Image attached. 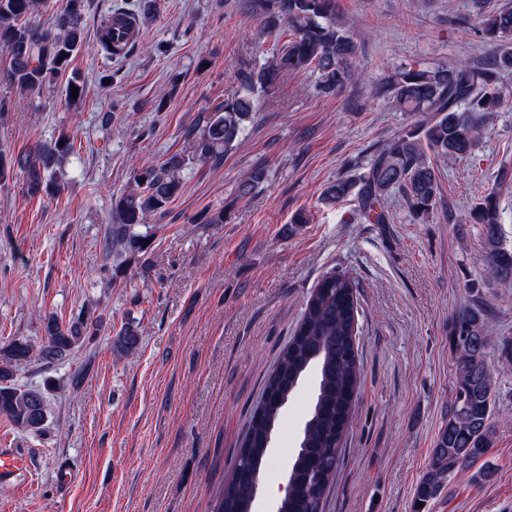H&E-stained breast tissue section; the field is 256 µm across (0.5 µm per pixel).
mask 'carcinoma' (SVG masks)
<instances>
[{
	"instance_id": "1",
	"label": "carcinoma",
	"mask_w": 512,
	"mask_h": 512,
	"mask_svg": "<svg viewBox=\"0 0 512 512\" xmlns=\"http://www.w3.org/2000/svg\"><path fill=\"white\" fill-rule=\"evenodd\" d=\"M34 7V0H0V54L6 77L25 92L66 70L83 43L85 0H66L54 30L31 22ZM243 9L262 21L276 43V53L264 66L237 70L236 95L214 106L203 117L200 129L187 131L191 154L175 153L132 168L129 189L112 198V224L104 239V249L115 257L147 264L151 236L141 228L148 217L166 213L192 166L223 163L225 151L243 138L254 121L256 91L307 69L317 71L315 90L322 94L335 93L358 80L352 69L357 45L336 19V0H245ZM129 18L135 15L117 10L102 26L98 46L106 57H121L133 50L137 38H129L121 49L115 40V27ZM474 28L501 41L498 54L482 67L461 59L449 67L411 66L395 71L388 88L399 109L416 115L417 120L379 147L353 176L329 185L323 193L325 202L351 196L355 216L368 224H387L384 202L398 192L417 219L432 216L440 199V183L431 157H472L485 113L498 111L507 99L499 76L512 69V9L480 14ZM75 153L74 139L64 134L50 144L37 141L16 155L0 150V183L19 174L28 196L57 195L64 186L49 166ZM263 179L262 169H255L239 182L238 197L253 196ZM464 223L481 226L479 260L487 276L500 283L511 282L512 244L503 238L497 196L489 193L479 199ZM490 313V306L478 301L460 308L453 319V399L430 463L416 485L417 503L439 498L451 474L475 465L492 447L497 378L487 364L491 337L486 319ZM357 318L354 282L334 271L320 276L298 327L264 383L265 403L257 405L251 415L237 463L220 487L218 512H252L247 477L261 466L283 409L311 372L316 376V393L297 452L288 465L290 492L281 499L279 512H322L360 383ZM43 328L45 336L38 347L23 338L0 346V416L31 433L45 427V397L15 384L13 366L35 351L48 363L61 360L100 335L105 320L82 311L65 324L48 317ZM113 347L121 356L135 353L137 327L132 323L122 326L113 337Z\"/></svg>"
}]
</instances>
